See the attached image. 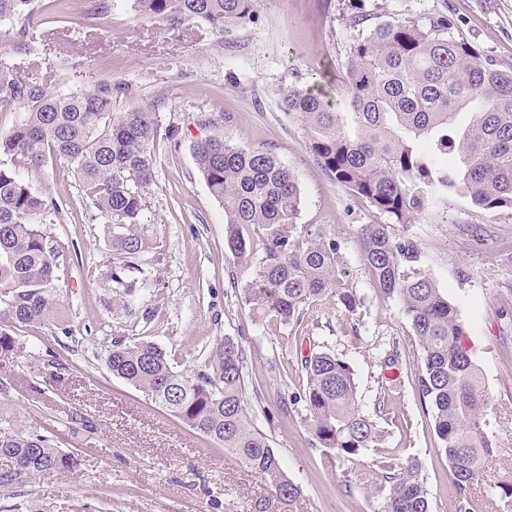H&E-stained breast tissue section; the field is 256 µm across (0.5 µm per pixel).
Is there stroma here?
I'll return each instance as SVG.
<instances>
[{
    "mask_svg": "<svg viewBox=\"0 0 512 512\" xmlns=\"http://www.w3.org/2000/svg\"><path fill=\"white\" fill-rule=\"evenodd\" d=\"M107 16L93 0H42L38 23L20 15L0 22V66L37 75L49 92L83 88L88 77L129 84L112 103L128 112L158 106L164 124L179 127L177 142H161L142 222L148 244L137 259L150 279L135 285L128 307L115 306L101 283L112 267L111 224L85 199L77 178L59 162L21 175L33 191L61 206L45 230L61 253L57 272L65 321L59 329L18 330L23 365L0 400L23 425L56 430L74 452L72 471L31 475L21 495L0 494V512H374L386 489L385 464L418 461L433 512H455L448 460L435 434L433 413L413 379L420 352L400 304L385 298L366 267L358 227L386 216L337 185L309 152L301 128L283 112L280 89L302 86L348 111L343 74L354 32L342 0H258V21L216 43L208 25L171 29L144 18L131 0H110ZM376 21L424 20L447 13L457 31L501 65L512 67V0H367ZM33 36L17 45L24 27ZM216 116L196 124L198 113ZM221 134L248 148L270 147L295 174L301 192L298 227L326 228L340 245L339 278L361 300L355 316L323 299L298 325L256 319L248 300L255 261L238 259L225 243L224 207L199 174L194 143ZM392 235L413 239L422 267L455 307L465 345L481 370L492 453L476 498L512 474V213L485 211L458 195L447 222L426 216L395 224ZM143 338L160 346L179 371L198 368L221 339L248 355L246 400L283 469L300 488L277 500L265 483L122 379L105 356L115 338ZM323 346L355 374L365 413L382 407L387 434L380 444L345 460L331 459L313 441L301 406L290 397L306 384L302 360ZM398 346V365L382 357ZM63 364L60 376L44 366ZM39 383L47 402L34 399Z\"/></svg>",
    "mask_w": 512,
    "mask_h": 512,
    "instance_id": "stroma-1",
    "label": "stroma"
}]
</instances>
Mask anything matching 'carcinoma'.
Returning <instances> with one entry per match:
<instances>
[{
    "mask_svg": "<svg viewBox=\"0 0 512 512\" xmlns=\"http://www.w3.org/2000/svg\"><path fill=\"white\" fill-rule=\"evenodd\" d=\"M141 16H162L179 27L205 23L217 39L257 20L256 0H132ZM42 0H0V19H32ZM365 0H347L345 20L357 31L344 76L350 111L340 112L300 86L281 93L285 113L306 134L317 163L339 186L364 198L396 224L431 214L448 221L457 194L483 210L512 211V68H504L460 36L445 13L426 20L367 25ZM129 86L90 82L77 92L52 94L28 72L0 69V112L23 105L24 121L0 137V376L9 377L20 349L14 330L63 322L57 270L62 254L42 224L60 214L57 201L32 191L19 166L63 161L98 213L112 223L109 247L117 265L104 287L131 295V271L146 247L141 215L153 183L157 151L179 127L160 113L115 112L112 99ZM196 167L224 206L228 249L253 256L244 231L258 226L261 255L249 303L260 317L302 322L307 309L330 296L347 313L360 299L339 287L340 246L321 228L299 234L301 195L296 177L271 148L251 149L222 135L193 145ZM363 259L380 292L399 302L421 351L415 385L433 412L448 459L456 512H474L471 488L491 451L483 376L464 344L454 306L421 267V250L394 238L386 224L359 227ZM112 376L132 385L172 416L206 436L264 479L271 493L291 501L300 488L285 473L267 436L245 405L247 355L226 337L191 373L174 370L157 344L119 338L105 357ZM306 385L293 396L304 406L316 443L347 459L376 447L386 431L364 413L350 365L329 351L304 358ZM0 492L11 494L30 474L77 467L59 449L55 430L27 428L0 404ZM388 494L378 512H432L416 463L385 467Z\"/></svg>",
    "mask_w": 512,
    "mask_h": 512,
    "instance_id": "obj_1",
    "label": "carcinoma"
}]
</instances>
